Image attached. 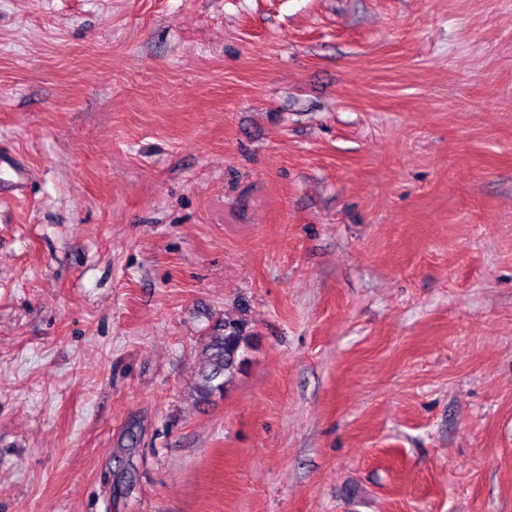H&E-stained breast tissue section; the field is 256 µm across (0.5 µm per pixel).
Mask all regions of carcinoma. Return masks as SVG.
I'll list each match as a JSON object with an SVG mask.
<instances>
[{"instance_id":"1","label":"carcinoma","mask_w":512,"mask_h":512,"mask_svg":"<svg viewBox=\"0 0 512 512\" xmlns=\"http://www.w3.org/2000/svg\"><path fill=\"white\" fill-rule=\"evenodd\" d=\"M252 336L243 316L216 321L197 353L200 374L195 394L200 400L224 392L226 383L241 371Z\"/></svg>"}]
</instances>
